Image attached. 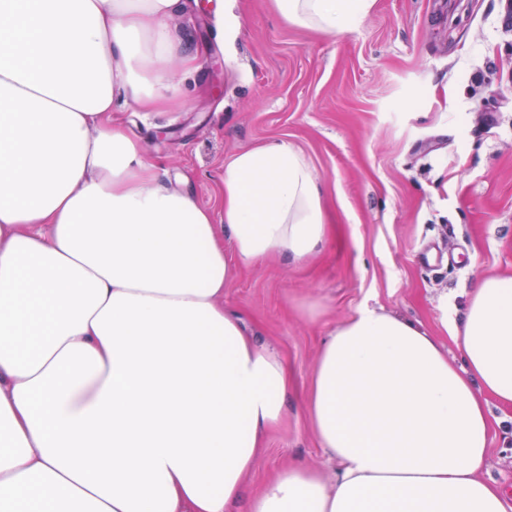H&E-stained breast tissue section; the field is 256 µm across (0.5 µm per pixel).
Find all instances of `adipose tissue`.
Segmentation results:
<instances>
[{
  "label": "adipose tissue",
  "mask_w": 512,
  "mask_h": 512,
  "mask_svg": "<svg viewBox=\"0 0 512 512\" xmlns=\"http://www.w3.org/2000/svg\"><path fill=\"white\" fill-rule=\"evenodd\" d=\"M375 0H274L351 29ZM180 0H0V512H512L484 480L512 408V277L479 278L449 358L369 305L321 342L303 408L334 479H248L294 385L224 305L236 270L324 243L322 191L287 141L224 166L217 209L164 185L113 114L199 69Z\"/></svg>",
  "instance_id": "adipose-tissue-1"
}]
</instances>
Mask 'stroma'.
Masks as SVG:
<instances>
[{"label":"stroma","instance_id":"obj_1","mask_svg":"<svg viewBox=\"0 0 512 512\" xmlns=\"http://www.w3.org/2000/svg\"><path fill=\"white\" fill-rule=\"evenodd\" d=\"M172 20L200 65L186 101L117 120L160 178L215 208L236 153L285 140L310 162L329 233L310 258L241 267L224 304L287 363L304 394L324 336L361 304L419 323L460 352L473 283L512 276V28L504 0H376L354 28L322 34L272 0H182ZM482 471L512 493V408H493ZM299 462L334 476L293 402L250 481Z\"/></svg>","mask_w":512,"mask_h":512}]
</instances>
